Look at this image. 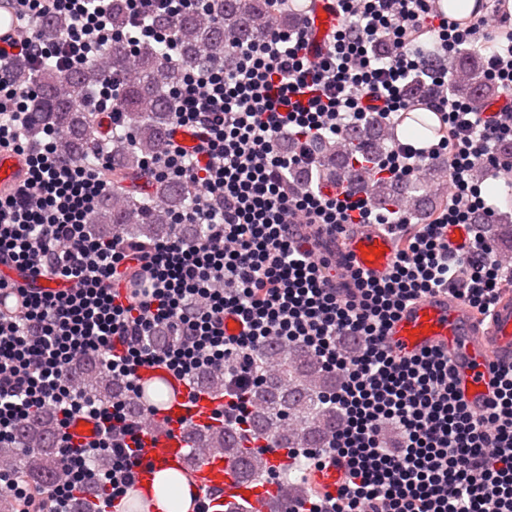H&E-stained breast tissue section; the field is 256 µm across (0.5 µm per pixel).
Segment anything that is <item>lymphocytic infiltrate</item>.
Returning <instances> with one entry per match:
<instances>
[{
  "label": "lymphocytic infiltrate",
  "mask_w": 512,
  "mask_h": 512,
  "mask_svg": "<svg viewBox=\"0 0 512 512\" xmlns=\"http://www.w3.org/2000/svg\"><path fill=\"white\" fill-rule=\"evenodd\" d=\"M15 2L26 19L65 13L72 24L54 42L32 33L13 50L0 47V148L27 157L23 183L0 195V269L13 273L0 276V290L24 288L22 312H0V439L52 410L69 479L34 495L12 468L0 467V498L14 500L19 512H69L93 486L99 512H118L143 464L145 427L124 402L101 403L74 386L66 373L76 359L98 357L133 393L146 367L165 369L190 388L201 370L223 369L224 400L210 419L243 427L258 375L254 355L278 341L306 349L341 378L328 397L340 423L323 447L292 448L288 457L318 470L340 465L343 479L299 501L296 512H512V365L497 372L490 402L477 414L457 393L447 353L401 357L387 343L409 303L450 289L484 315L512 280V266L472 221L474 212L494 213L472 171L478 164L495 175L503 169L497 147L512 142V105L492 119L448 92L452 57L474 45L486 77L512 92V25L491 28L483 18L464 25L432 13L429 0H331L338 26L318 51L302 18L291 29L272 25L260 41L234 44L232 70H189L175 92L174 123L197 144L189 152L168 142L147 168L154 179L193 192V206L175 221L207 232L194 242L168 236L145 244L86 233L90 214L112 191L108 157L66 163L53 141L31 147L25 132L39 90L16 85L12 73L19 61L45 58L70 70L101 59L113 42L134 46L147 38L181 62L173 34L145 20L201 10L207 0H127L120 31L108 22L111 0ZM381 42L395 53L380 57ZM414 77L427 82V101L449 134L426 149L395 143L377 168L409 178L445 159L451 200L397 250L383 277L332 275L316 256L325 236L353 224L397 235L410 219L380 208L367 191L327 195L290 185L286 174L311 167L320 140H342L350 125L409 109L404 89ZM288 137L300 143L298 152L282 151ZM451 224L466 227L465 249L449 248ZM43 278L61 281L62 291L38 290ZM163 325L175 341L159 351L147 338ZM349 337L358 340L356 351L345 349ZM79 418L93 422L91 441L70 435ZM389 425L399 434L394 447L385 443ZM102 451L112 456L106 472L89 465Z\"/></svg>",
  "instance_id": "lymphocytic-infiltrate-1"
}]
</instances>
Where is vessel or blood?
<instances>
[{
  "label": "vessel or blood",
  "mask_w": 512,
  "mask_h": 512,
  "mask_svg": "<svg viewBox=\"0 0 512 512\" xmlns=\"http://www.w3.org/2000/svg\"><path fill=\"white\" fill-rule=\"evenodd\" d=\"M313 27L315 46H322L325 37L338 23L329 0H307L304 9ZM24 26L14 0H0V45L19 42ZM26 165L22 154L0 149V193L9 192L25 177ZM396 253L394 239L376 228L362 226L343 237L328 238L320 249V257L331 266L340 259L349 265L383 276ZM387 342L395 354L410 357L430 348L448 354L456 376V388L474 413H481L491 393L495 366L512 363V297L501 296L489 319H481L461 298L452 293L434 294L406 307L392 323ZM168 383L172 394L157 407L153 415L155 428L143 437L144 464L135 477V488L147 492L154 473L162 467L182 468L188 454L187 439L181 431L180 420L193 417L205 422L214 404L210 398L190 401L185 384L162 369L143 368L139 371L141 386L154 381ZM194 491L220 488L224 497L218 507H232L244 502L247 512H292L296 499L291 489L281 488L277 497L263 489L248 486L238 470L223 457L198 450Z\"/></svg>",
  "instance_id": "b4317fda"
}]
</instances>
